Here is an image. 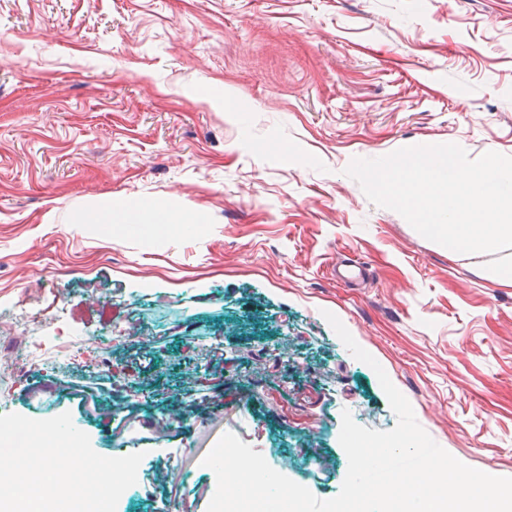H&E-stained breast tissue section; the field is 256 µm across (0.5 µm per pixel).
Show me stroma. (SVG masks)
<instances>
[{
	"label": "stroma",
	"mask_w": 512,
	"mask_h": 512,
	"mask_svg": "<svg viewBox=\"0 0 512 512\" xmlns=\"http://www.w3.org/2000/svg\"><path fill=\"white\" fill-rule=\"evenodd\" d=\"M444 143L512 156V0H0V415L142 453L116 512H207L226 432L330 499L343 410L397 418L327 310L442 448L512 477V248L431 242L344 173ZM99 196L206 221L71 223Z\"/></svg>",
	"instance_id": "1"
}]
</instances>
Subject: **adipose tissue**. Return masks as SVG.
I'll return each instance as SVG.
<instances>
[{"label":"adipose tissue","instance_id":"adipose-tissue-1","mask_svg":"<svg viewBox=\"0 0 512 512\" xmlns=\"http://www.w3.org/2000/svg\"><path fill=\"white\" fill-rule=\"evenodd\" d=\"M178 220L185 224H200L204 218L201 214L192 213L178 219L168 209L142 201L128 204L116 211L113 210L112 200L108 197L94 198L81 203L73 217L74 223L90 226L133 224L140 233L148 235L160 231L162 225L172 224Z\"/></svg>","mask_w":512,"mask_h":512}]
</instances>
